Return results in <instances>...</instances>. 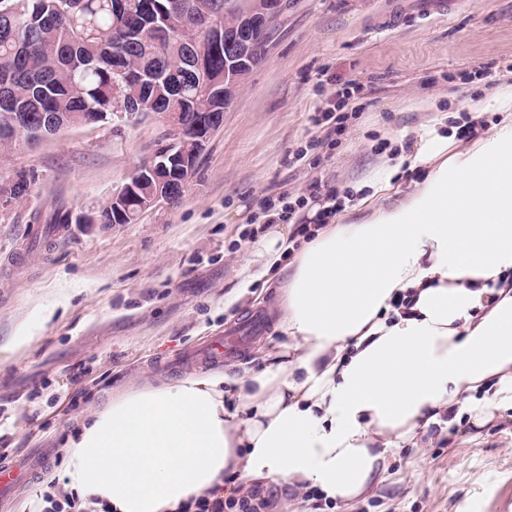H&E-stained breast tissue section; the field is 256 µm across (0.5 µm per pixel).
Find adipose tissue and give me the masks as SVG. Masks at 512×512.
I'll return each instance as SVG.
<instances>
[{
	"instance_id": "ef3b65f1",
	"label": "adipose tissue",
	"mask_w": 512,
	"mask_h": 512,
	"mask_svg": "<svg viewBox=\"0 0 512 512\" xmlns=\"http://www.w3.org/2000/svg\"><path fill=\"white\" fill-rule=\"evenodd\" d=\"M492 108L494 128L453 151L444 116L421 125L399 161L424 176L396 192L374 169L370 195L288 263L287 230L263 239L285 343L259 368L92 408L68 444L67 488L110 512H177L232 495L236 478L347 503L454 407L479 426L512 405V91Z\"/></svg>"
}]
</instances>
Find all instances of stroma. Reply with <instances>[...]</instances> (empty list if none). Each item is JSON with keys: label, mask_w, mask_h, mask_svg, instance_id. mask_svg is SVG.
Wrapping results in <instances>:
<instances>
[{"label": "stroma", "mask_w": 512, "mask_h": 512, "mask_svg": "<svg viewBox=\"0 0 512 512\" xmlns=\"http://www.w3.org/2000/svg\"><path fill=\"white\" fill-rule=\"evenodd\" d=\"M360 88L336 144L312 115L337 85ZM512 85V0H288L268 52L244 79L208 141L182 201L134 224H103L47 243L29 227L55 209L103 202L170 138L149 113L65 130L36 149L0 154V184L36 174L29 196L0 207V465L42 449L49 458L0 500V512H41L47 474L90 408L128 389L186 374L174 356L254 311L275 320L280 292L254 281L236 294L243 260L260 267L266 198L303 196L304 223L325 205L309 186L358 194L397 148L412 149L427 103L449 120L498 121L493 94ZM301 160H294L298 149ZM27 345L8 349L18 332ZM385 480L352 504L314 510L267 483L271 512H512V409L482 426L433 424L415 448L388 454Z\"/></svg>", "instance_id": "1"}]
</instances>
